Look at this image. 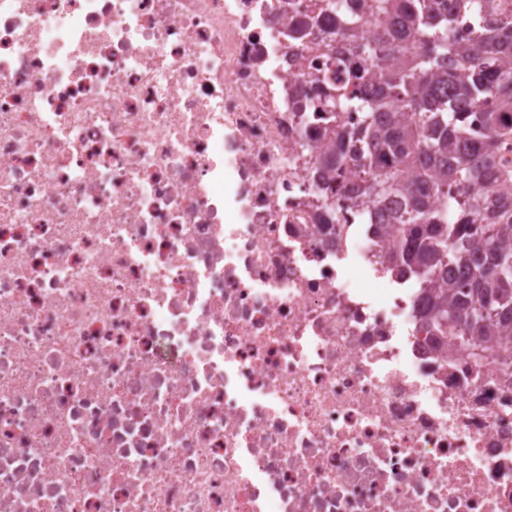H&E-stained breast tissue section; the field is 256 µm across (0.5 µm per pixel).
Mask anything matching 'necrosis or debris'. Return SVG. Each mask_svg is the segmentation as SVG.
Listing matches in <instances>:
<instances>
[{
  "label": "necrosis or debris",
  "instance_id": "4bbe7bcc",
  "mask_svg": "<svg viewBox=\"0 0 512 512\" xmlns=\"http://www.w3.org/2000/svg\"><path fill=\"white\" fill-rule=\"evenodd\" d=\"M364 0H0V512H512L313 108Z\"/></svg>",
  "mask_w": 512,
  "mask_h": 512
}]
</instances>
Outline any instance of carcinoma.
Here are the masks:
<instances>
[{
	"label": "carcinoma",
	"mask_w": 512,
	"mask_h": 512,
	"mask_svg": "<svg viewBox=\"0 0 512 512\" xmlns=\"http://www.w3.org/2000/svg\"><path fill=\"white\" fill-rule=\"evenodd\" d=\"M366 0L364 24L345 29L355 54L377 61L376 84L347 69L319 104L321 119L356 110L364 123L340 138L376 149L382 165L354 184L339 187L359 208L378 201L394 224L386 257L389 270L426 288L448 285L434 296L427 326L457 347L449 318L469 329V306L481 289L491 312L471 333L484 352L512 342V170L493 182L498 143L512 140V15L478 30L463 47L450 37V20L434 0ZM466 188V209L438 198L440 181Z\"/></svg>",
	"instance_id": "carcinoma-1"
}]
</instances>
